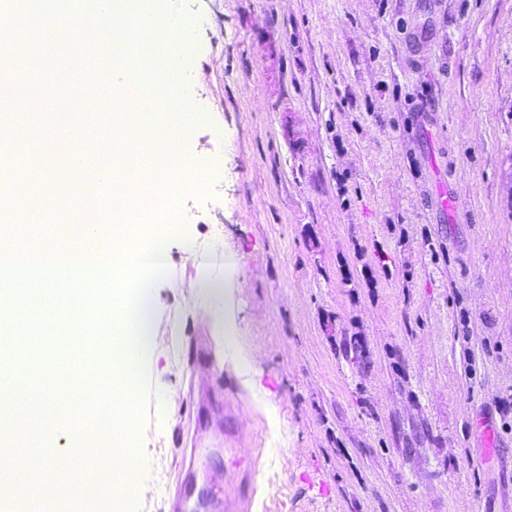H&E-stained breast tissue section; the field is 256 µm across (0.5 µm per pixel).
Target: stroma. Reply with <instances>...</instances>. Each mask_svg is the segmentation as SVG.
Returning a JSON list of instances; mask_svg holds the SVG:
<instances>
[{
    "instance_id": "stroma-1",
    "label": "stroma",
    "mask_w": 512,
    "mask_h": 512,
    "mask_svg": "<svg viewBox=\"0 0 512 512\" xmlns=\"http://www.w3.org/2000/svg\"><path fill=\"white\" fill-rule=\"evenodd\" d=\"M39 8L53 43L82 42L104 68L111 41L83 42L64 0ZM134 13L179 32L182 64L157 81L194 109L172 157L204 186L179 189L181 226L157 231L170 262L150 285L143 384L126 392L142 402L139 479L104 488L98 512H175L196 446L195 487L223 482V512H504L512 0H137ZM56 74L28 110L27 139L45 152L58 115L109 134L138 103L123 79ZM85 213L71 197L16 237L61 245ZM200 255L224 288L211 301ZM71 317L58 311L48 354H15L55 404L63 370L96 352L67 335ZM220 332L250 370L219 363ZM94 467L57 464L41 495L0 512H53L64 479Z\"/></svg>"
}]
</instances>
